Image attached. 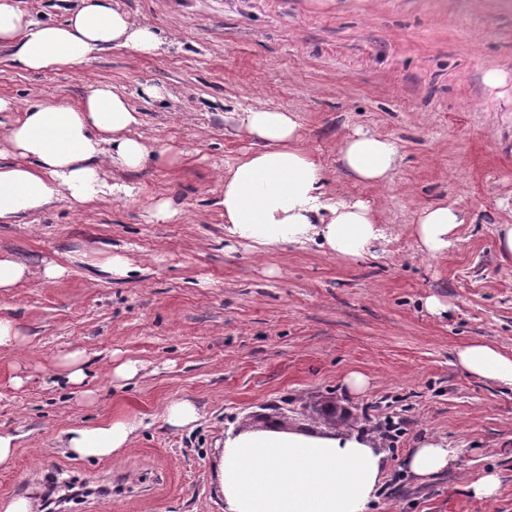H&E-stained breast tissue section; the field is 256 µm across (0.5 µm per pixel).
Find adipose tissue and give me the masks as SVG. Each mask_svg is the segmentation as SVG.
<instances>
[{"label":"adipose tissue","instance_id":"ef3b65f1","mask_svg":"<svg viewBox=\"0 0 512 512\" xmlns=\"http://www.w3.org/2000/svg\"><path fill=\"white\" fill-rule=\"evenodd\" d=\"M0 44L12 50L13 66L26 73L75 71L111 46L161 55L159 31L135 23L114 0H81L61 22H34L16 0H0ZM17 110L0 98V112ZM20 111V110H17ZM0 129V221L67 201L84 206L129 194L107 177L147 162L174 164L179 150L135 137L139 114L122 93L106 83L90 85L79 104L43 100ZM251 148L224 172V229L258 247L312 244L342 259L374 254L387 232L372 205L363 199L332 196L324 170L301 144L294 113L252 109L242 113ZM399 151L390 138L360 129L344 136L340 159L353 177L387 182ZM466 221L461 209L445 203L422 208L412 234L430 257L448 252ZM456 359L471 376L512 386V354L472 342ZM135 419L116 417L94 426L68 429L65 452L104 459L131 444ZM455 459L444 439L429 437L404 461L418 481L440 473ZM384 455L368 436L330 426L317 432L279 424L244 425L224 435L218 482L224 512H367L383 480Z\"/></svg>","mask_w":512,"mask_h":512}]
</instances>
